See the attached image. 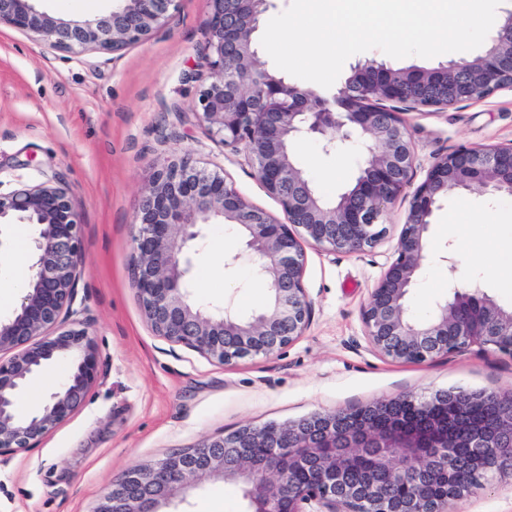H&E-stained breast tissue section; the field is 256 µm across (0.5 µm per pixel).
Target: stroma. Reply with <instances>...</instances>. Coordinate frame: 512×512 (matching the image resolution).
<instances>
[{
	"label": "stroma",
	"mask_w": 512,
	"mask_h": 512,
	"mask_svg": "<svg viewBox=\"0 0 512 512\" xmlns=\"http://www.w3.org/2000/svg\"><path fill=\"white\" fill-rule=\"evenodd\" d=\"M207 0H180L168 23L117 53L66 52L0 25V191L59 176L82 204L84 261L76 306L94 342L96 382L79 409L33 447L0 457V512H92L127 468L156 462L243 426L287 422L339 407L449 387L512 388V358L472 351L399 363L370 344L361 309L396 257L409 211L402 195L385 237L356 255L304 242L303 283L313 313L302 336L269 357L224 365L159 336L131 284L135 207L156 163L189 158L224 170L227 183L276 220L279 201L253 175L244 149L209 135L195 114L203 66ZM415 153L412 182L435 158L462 146L512 143V90L444 110L407 111ZM363 144L325 154L293 142L299 167L322 196L336 199L358 174ZM507 199L460 190L436 210L426 258L406 306L428 316L448 295V265L504 306L512 282L486 276L491 254L512 240ZM237 229H207L193 256L191 292L200 306L232 305L242 316L266 302L242 257ZM242 489L205 478L170 512H248ZM455 512H512V477L483 484Z\"/></svg>",
	"instance_id": "35a3bbf8"
}]
</instances>
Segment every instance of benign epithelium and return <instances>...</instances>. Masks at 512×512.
<instances>
[{
  "mask_svg": "<svg viewBox=\"0 0 512 512\" xmlns=\"http://www.w3.org/2000/svg\"><path fill=\"white\" fill-rule=\"evenodd\" d=\"M105 16L64 19L34 0H0V24L34 33L66 51H121L162 28L179 0H121ZM204 71L197 115L226 146H244L254 175L283 207L280 222L249 204L224 174L187 158L154 170L140 196L132 283L156 332L223 364L269 357L307 328L302 240L346 255L373 247L384 217L410 184L414 153L403 111L448 109L512 89V8L485 50L431 69L366 63L331 102L262 67L253 35L267 0H208ZM300 136L326 154L365 142L352 188L328 203L295 164ZM512 196V144L460 147L435 159L413 192L397 256L362 310L366 336L394 361L422 363L476 346L512 358V307L483 289L449 285L427 319L405 298L425 258L435 210L455 190ZM30 224L34 274L13 313L0 319V457L29 448L69 418L96 380L93 340L74 309L83 258L81 208L62 183L0 192V228ZM208 224H231L264 272L266 306L243 317L191 300L189 249ZM69 359L74 372L35 409L18 397L47 364ZM475 405L490 412L473 424ZM212 474L243 485L251 512H451L454 502L496 474L512 475V389L455 387L402 394L359 407L316 412L290 423L246 426L157 462L136 465L101 494L92 512H165Z\"/></svg>",
  "mask_w": 512,
  "mask_h": 512,
  "instance_id": "benign-epithelium-1",
  "label": "benign epithelium"
}]
</instances>
